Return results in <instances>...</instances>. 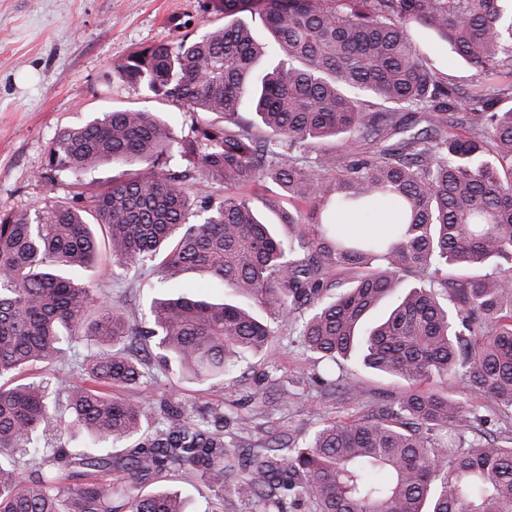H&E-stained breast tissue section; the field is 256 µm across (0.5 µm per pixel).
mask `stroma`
Wrapping results in <instances>:
<instances>
[{"instance_id": "35a3bbf8", "label": "stroma", "mask_w": 512, "mask_h": 512, "mask_svg": "<svg viewBox=\"0 0 512 512\" xmlns=\"http://www.w3.org/2000/svg\"><path fill=\"white\" fill-rule=\"evenodd\" d=\"M219 17L213 0H0V207L34 214L120 178L122 167L109 164L78 178L45 177L58 132L105 112L160 111L176 137L188 135L189 112L159 103L145 85L119 79L113 67L141 48L200 37ZM92 280L104 301L138 320L165 295L224 296L221 284L198 274L163 284L157 276L114 266L107 255ZM306 357L284 334L269 352L242 359L221 382L198 384L156 369L141 395L165 394L195 407L220 403L225 413L247 415L254 394L269 391L275 374L284 388L303 391L307 399L303 408L283 405L273 412L281 430L308 435L323 418L361 412L362 405L346 396L325 395Z\"/></svg>"}]
</instances>
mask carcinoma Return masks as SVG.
Masks as SVG:
<instances>
[{"label":"carcinoma","instance_id":"carcinoma-1","mask_svg":"<svg viewBox=\"0 0 512 512\" xmlns=\"http://www.w3.org/2000/svg\"><path fill=\"white\" fill-rule=\"evenodd\" d=\"M256 13L274 43L240 24L158 43L115 74L194 114L176 139L157 112L127 108L62 131L48 171L101 164L130 176L36 220L0 209V512H185L176 491L139 484L167 473L233 497L243 512H512V433L491 436L481 409L512 415V0H219ZM445 46L476 71L463 90L442 75ZM268 52L278 63L256 74ZM214 115L199 119L196 114ZM187 161L172 170L173 144ZM279 186L292 208L280 236L241 190ZM224 187L216 195L213 186ZM400 214L388 239L343 233L340 210ZM106 229L120 266L224 285V301L157 299L139 324L102 302L90 278ZM393 301L387 319L368 312ZM300 321L316 367L353 360L410 385L462 383L483 400L409 390L300 441L247 418L144 385L149 363L198 383ZM98 347L75 363L70 417L48 383L79 336ZM354 400V373L325 382ZM83 440L69 453L51 437ZM109 444L113 452L102 454Z\"/></svg>","mask_w":512,"mask_h":512}]
</instances>
